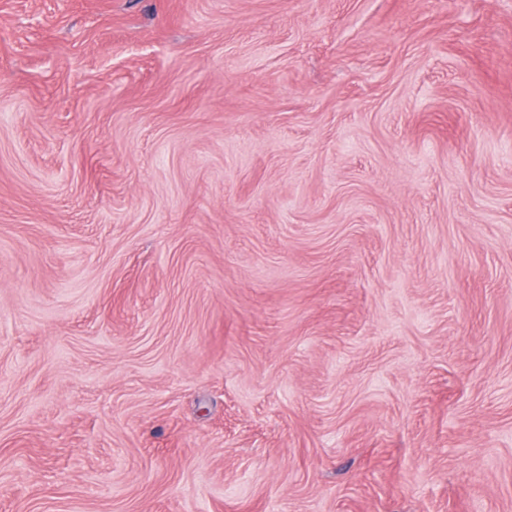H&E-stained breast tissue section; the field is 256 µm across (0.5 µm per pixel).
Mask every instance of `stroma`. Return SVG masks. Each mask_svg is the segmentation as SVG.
<instances>
[{
	"label": "stroma",
	"instance_id": "35a3bbf8",
	"mask_svg": "<svg viewBox=\"0 0 512 512\" xmlns=\"http://www.w3.org/2000/svg\"><path fill=\"white\" fill-rule=\"evenodd\" d=\"M0 512H512V0H0Z\"/></svg>",
	"mask_w": 512,
	"mask_h": 512
}]
</instances>
